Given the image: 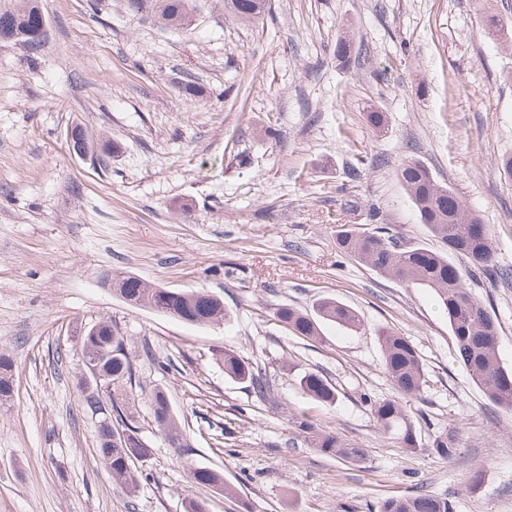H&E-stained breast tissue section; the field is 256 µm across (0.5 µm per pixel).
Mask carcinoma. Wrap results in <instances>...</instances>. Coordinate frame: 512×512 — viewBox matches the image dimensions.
Here are the masks:
<instances>
[{"instance_id":"carcinoma-1","label":"carcinoma","mask_w":512,"mask_h":512,"mask_svg":"<svg viewBox=\"0 0 512 512\" xmlns=\"http://www.w3.org/2000/svg\"><path fill=\"white\" fill-rule=\"evenodd\" d=\"M267 0H225V9L238 22L250 23L265 13ZM190 0H155V20L161 27L182 31L191 24ZM484 34L503 43L512 42V21L501 11L487 6L479 16ZM46 37L45 17L34 0H13L0 8V42L22 44L29 53L36 55ZM417 211L420 223L446 247L434 251L417 246L388 228L375 224L371 227H341L336 232L340 252L354 258L376 273L394 278L407 287L432 290L448 316V325L456 339L458 358L472 382L487 398L499 407L512 410V371L499 361L498 329L488 307L473 297L464 287L463 274L448 261V253L466 258L470 268L492 281L506 282L512 272L494 264L490 230L477 211L466 207L451 187L436 182L426 166L416 160L404 163L399 172ZM112 294L122 300L130 299L145 308H160L179 314L194 325H208L215 318L227 320L224 306L205 289L182 292L169 288H140L136 277L112 276ZM276 317L284 327L297 336L316 338L321 325L335 324L355 331L362 325L361 315L353 308L333 299L318 300L311 311H301L283 304L276 310ZM385 372L397 391L405 396H415L424 385V368L418 351L404 336L383 329L378 333ZM81 350L94 362L102 382L111 387L109 417L132 432L139 430L135 404L128 394L133 385L136 368L126 350L124 336L110 323H101L94 332L81 337ZM11 360L0 356V402L12 396L10 380ZM224 374L233 380L249 384L258 397H266L270 390L271 376L232 351L224 352ZM300 385L314 400L333 405L337 400L336 387L316 372L305 374ZM377 424L386 430H395L403 442L415 446L414 426L401 404L394 399L374 403L371 408ZM150 415L154 427L165 434L173 445L188 448L178 418L168 397L161 391L154 392L150 401ZM307 434L311 447L318 451L358 462L365 456L364 449L356 448L330 432H322L307 421L299 423ZM98 456L112 477L119 481L126 492L135 493L136 463L144 462L152 454L147 442L139 448H127L121 440L110 438L105 428L98 431ZM193 483L224 488V478L219 472L197 467L191 470ZM379 512H453V505L446 498L420 493L415 496L383 500Z\"/></svg>"}]
</instances>
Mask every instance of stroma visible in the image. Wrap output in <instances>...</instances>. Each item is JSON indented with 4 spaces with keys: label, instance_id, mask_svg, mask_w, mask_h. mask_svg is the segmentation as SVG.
<instances>
[{
    "label": "stroma",
    "instance_id": "35a3bbf8",
    "mask_svg": "<svg viewBox=\"0 0 512 512\" xmlns=\"http://www.w3.org/2000/svg\"><path fill=\"white\" fill-rule=\"evenodd\" d=\"M45 46L0 43V354L13 397L0 405V512H378L429 493L454 512H512V411L491 403L457 355L435 294L383 278L339 252L340 225L377 219L437 247L398 178L414 159L490 228L512 270V48L484 37L477 0H268L244 25L224 0H197L187 30L160 28L151 4L40 0ZM351 41L349 60L336 55ZM202 90L190 100L183 83ZM386 115L383 130L368 122ZM110 139L107 165L70 150L74 125ZM131 272L206 289L221 327L132 306L102 284ZM499 330L512 369V285L464 276ZM357 310L361 329L327 324L311 341L276 308L321 298ZM106 321L136 364L134 393L151 457L128 498L99 460L79 383L76 330ZM407 337L425 370L402 400L415 448L380 428L373 402L397 396L377 332ZM232 350L272 377L266 399L224 374ZM317 372L335 405L299 385ZM163 390L192 449L150 421ZM365 451L351 463L312 448L301 421ZM449 434L452 457L433 450ZM224 476L232 494L197 486Z\"/></svg>",
    "mask_w": 512,
    "mask_h": 512
}]
</instances>
